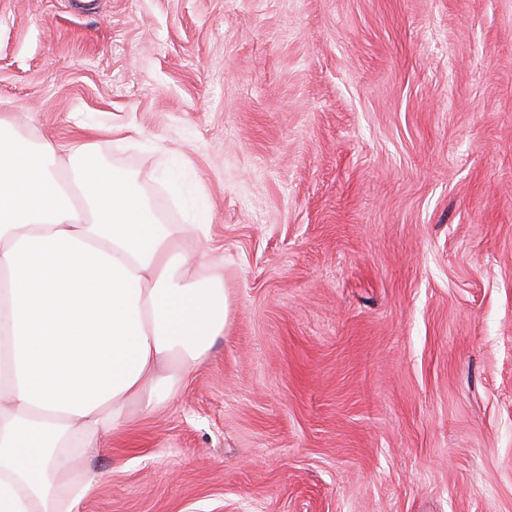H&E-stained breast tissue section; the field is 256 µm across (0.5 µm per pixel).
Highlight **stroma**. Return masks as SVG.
<instances>
[{
    "instance_id": "35a3bbf8",
    "label": "stroma",
    "mask_w": 512,
    "mask_h": 512,
    "mask_svg": "<svg viewBox=\"0 0 512 512\" xmlns=\"http://www.w3.org/2000/svg\"><path fill=\"white\" fill-rule=\"evenodd\" d=\"M2 113L227 294L80 512H512V0H0Z\"/></svg>"
}]
</instances>
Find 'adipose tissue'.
Wrapping results in <instances>:
<instances>
[{
    "label": "adipose tissue",
    "mask_w": 512,
    "mask_h": 512,
    "mask_svg": "<svg viewBox=\"0 0 512 512\" xmlns=\"http://www.w3.org/2000/svg\"><path fill=\"white\" fill-rule=\"evenodd\" d=\"M207 233L163 223L94 143L0 116V512H80L101 480L82 461L223 335L226 293L183 247Z\"/></svg>",
    "instance_id": "ef3b65f1"
}]
</instances>
